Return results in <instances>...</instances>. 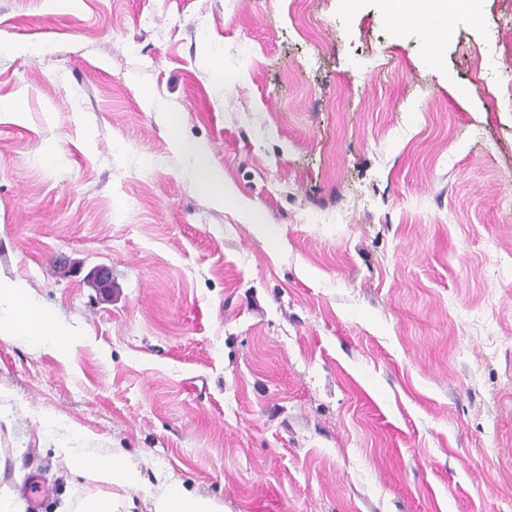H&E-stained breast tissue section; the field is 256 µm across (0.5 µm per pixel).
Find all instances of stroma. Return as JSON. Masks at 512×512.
<instances>
[{"mask_svg":"<svg viewBox=\"0 0 512 512\" xmlns=\"http://www.w3.org/2000/svg\"><path fill=\"white\" fill-rule=\"evenodd\" d=\"M453 16L0 0L1 41L50 47L0 56V278L71 336L0 340L26 512L110 493L85 446L225 512H512V0ZM173 149L186 155L193 167L195 178L211 193L215 206L224 208V204L234 201L233 192L224 187V175L212 167L208 160V149L203 143H188L175 135L172 140Z\"/></svg>","mask_w":512,"mask_h":512,"instance_id":"35a3bbf8","label":"stroma"}]
</instances>
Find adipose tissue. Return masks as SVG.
<instances>
[{"label":"adipose tissue","instance_id":"ef3b65f1","mask_svg":"<svg viewBox=\"0 0 512 512\" xmlns=\"http://www.w3.org/2000/svg\"><path fill=\"white\" fill-rule=\"evenodd\" d=\"M172 146L185 154L196 179L211 193L215 206L233 201L231 190L224 186V175L212 167L208 149L202 143H189L174 137ZM16 338L28 346L59 354L68 348L66 330L44 312L26 288L12 281L0 280V338ZM71 470L95 474L112 486L139 490L149 504V512H223L222 506L208 497L191 492L182 482L158 476L154 486L141 488L140 471L128 455L109 448H86L68 458Z\"/></svg>","mask_w":512,"mask_h":512}]
</instances>
